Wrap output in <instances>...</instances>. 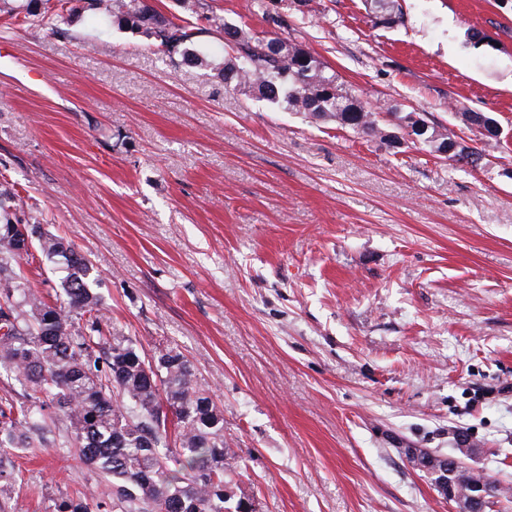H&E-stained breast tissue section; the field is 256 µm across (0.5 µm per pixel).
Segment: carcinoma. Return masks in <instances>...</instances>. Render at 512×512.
<instances>
[{
	"instance_id": "1",
	"label": "carcinoma",
	"mask_w": 512,
	"mask_h": 512,
	"mask_svg": "<svg viewBox=\"0 0 512 512\" xmlns=\"http://www.w3.org/2000/svg\"><path fill=\"white\" fill-rule=\"evenodd\" d=\"M383 26L402 22L398 0H364ZM188 17H168L149 0H0V15L26 27L50 17L92 11L141 33L162 55L190 68L207 67L232 89L319 121H333L359 135L400 149L420 142L432 155L440 145L457 146L460 168L476 169L483 154L411 110L397 112L396 131L414 139L392 143L379 112L365 106L306 49L294 44L272 53L278 38L260 37L246 26L198 12L196 0H181ZM224 33V56H209L200 37ZM470 130L499 136L497 120L484 112L461 113ZM12 184L0 181V368L25 386L18 398H0V489L21 481L14 456L36 448H74L80 463L98 470L106 484L76 492L55 512H249L243 499L228 506L224 488L234 471L224 441V411L198 383L191 362L172 348L154 359L141 355L126 336L105 325L98 267L64 237L41 228L39 215L24 214ZM30 238L41 258L63 276L54 293L24 282L11 265L30 256ZM176 467H171V464Z\"/></svg>"
}]
</instances>
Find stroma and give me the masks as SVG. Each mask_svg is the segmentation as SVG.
Listing matches in <instances>:
<instances>
[{
	"label": "stroma",
	"instance_id": "35a3bbf8",
	"mask_svg": "<svg viewBox=\"0 0 512 512\" xmlns=\"http://www.w3.org/2000/svg\"><path fill=\"white\" fill-rule=\"evenodd\" d=\"M250 2L198 5L302 44L385 127L414 108L471 140L481 169L225 90L86 12L0 26L7 178L99 268L111 332L190 359L258 512H452L406 451L455 453L460 430L466 466L512 488V9L399 0L384 28L363 0ZM20 464L0 512L103 482L65 448ZM461 120L471 131H476L480 136L495 139L499 136L497 120L484 112H461Z\"/></svg>",
	"mask_w": 512,
	"mask_h": 512
}]
</instances>
